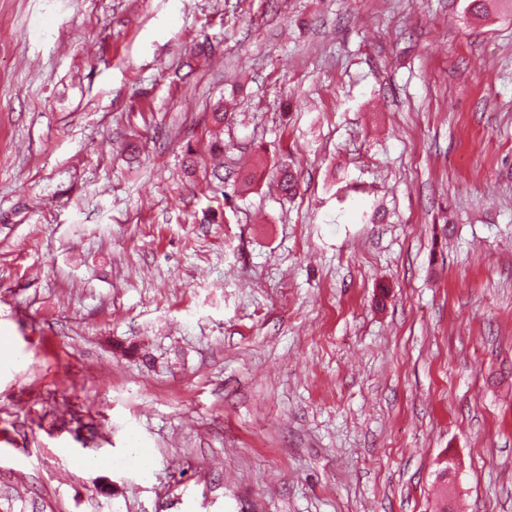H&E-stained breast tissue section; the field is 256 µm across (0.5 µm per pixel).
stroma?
<instances>
[{
	"mask_svg": "<svg viewBox=\"0 0 512 512\" xmlns=\"http://www.w3.org/2000/svg\"><path fill=\"white\" fill-rule=\"evenodd\" d=\"M2 330L0 512H512V0H0Z\"/></svg>",
	"mask_w": 512,
	"mask_h": 512,
	"instance_id": "stroma-1",
	"label": "stroma"
}]
</instances>
